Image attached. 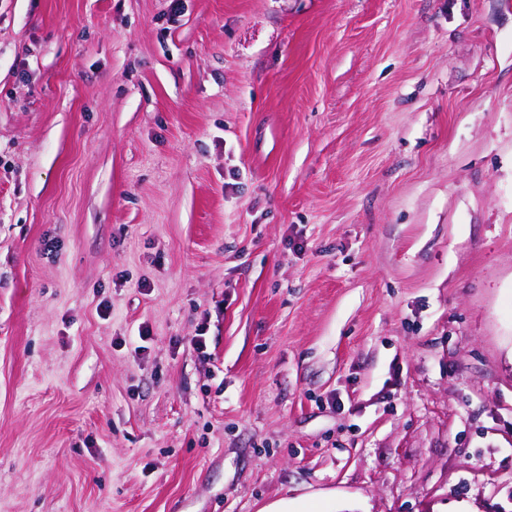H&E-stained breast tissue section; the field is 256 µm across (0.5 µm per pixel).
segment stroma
<instances>
[{"instance_id":"obj_1","label":"stroma","mask_w":512,"mask_h":512,"mask_svg":"<svg viewBox=\"0 0 512 512\" xmlns=\"http://www.w3.org/2000/svg\"><path fill=\"white\" fill-rule=\"evenodd\" d=\"M285 498L512 512V0H0V512Z\"/></svg>"}]
</instances>
